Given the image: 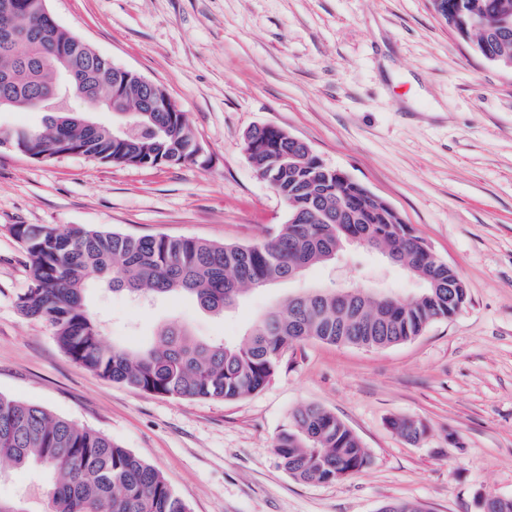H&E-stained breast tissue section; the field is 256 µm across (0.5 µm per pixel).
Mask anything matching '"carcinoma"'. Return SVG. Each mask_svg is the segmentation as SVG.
Segmentation results:
<instances>
[{
    "label": "carcinoma",
    "mask_w": 512,
    "mask_h": 512,
    "mask_svg": "<svg viewBox=\"0 0 512 512\" xmlns=\"http://www.w3.org/2000/svg\"><path fill=\"white\" fill-rule=\"evenodd\" d=\"M443 19L471 41L475 55L500 67L512 63V29L496 22L512 16V0H444ZM16 16L0 24V98L13 112H43L45 126L11 131L34 153L82 154L111 164L143 167L192 161V137L182 112H114L112 85L96 84L84 102L112 113L110 126L86 112L61 111L63 89L53 48L64 46L75 69L90 74L95 51L45 15L46 0H0ZM249 158L288 203V222L271 239L250 245L164 235L130 236L113 231L14 224L23 245L30 284L17 309L44 319L61 351L83 368L134 390L180 399L236 400L263 389L282 365L289 346L304 340L379 348L420 336L433 321L448 318V268L416 241L413 227L382 200L365 198V186L274 129L257 130ZM372 236L390 249L424 289L406 301L388 295L349 322L336 290L318 299L290 300L258 317L238 343L197 340L167 326L158 341L136 353L108 342L92 316L90 279L129 296L180 293L201 309L222 314L252 289L288 279L295 267L331 260L351 237ZM404 437L426 432L402 417L388 420ZM285 470L304 482L335 483L361 469L368 458L358 436L332 412L303 405L288 417L275 444ZM54 476L44 512H188L166 478L130 449L105 434L52 415L45 407L0 394V460Z\"/></svg>",
    "instance_id": "cac0c4a2"
}]
</instances>
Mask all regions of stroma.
Listing matches in <instances>:
<instances>
[{
  "label": "stroma",
  "instance_id": "obj_1",
  "mask_svg": "<svg viewBox=\"0 0 512 512\" xmlns=\"http://www.w3.org/2000/svg\"><path fill=\"white\" fill-rule=\"evenodd\" d=\"M60 27L162 86L203 148L195 161L113 166L0 148V393L94 428L159 470L190 512H477L512 499V74L476 57L429 0H47ZM270 125L306 142L398 211L464 281L467 304L414 341L363 349L291 346L260 391L235 401L135 391L59 349L23 316L29 285L14 224L254 244L288 219L244 149ZM373 285L410 299L420 281L350 244L295 280L217 316L171 296L149 303L91 282L108 339L137 349L176 324L238 341L308 288ZM316 404L362 441L368 462L304 483L274 445L289 414ZM395 416L422 422L412 442Z\"/></svg>",
  "mask_w": 512,
  "mask_h": 512
}]
</instances>
